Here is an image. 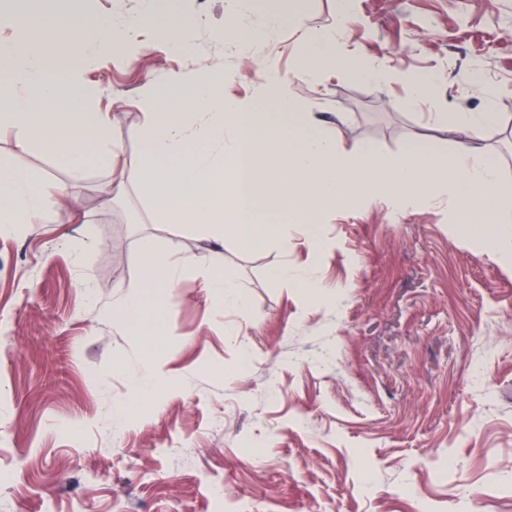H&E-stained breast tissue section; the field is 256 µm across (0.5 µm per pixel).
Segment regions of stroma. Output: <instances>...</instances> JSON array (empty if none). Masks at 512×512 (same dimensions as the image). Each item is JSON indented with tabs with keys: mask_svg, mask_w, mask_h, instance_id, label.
Returning a JSON list of instances; mask_svg holds the SVG:
<instances>
[{
	"mask_svg": "<svg viewBox=\"0 0 512 512\" xmlns=\"http://www.w3.org/2000/svg\"><path fill=\"white\" fill-rule=\"evenodd\" d=\"M47 24L115 13L141 0H59ZM226 0H183L197 18L184 54L137 26L140 52L85 66L102 85L126 190L102 204L105 174L71 179L58 155L21 150L0 128V162L61 185L56 223L0 237V512H512V251L487 226L455 222L447 196L397 214L385 203L330 210L284 239L216 246L183 224H156L137 179L147 117L139 94L179 112L164 73L192 61L225 97L255 100L258 70L224 23ZM347 51L380 64L378 83L341 71L297 77V32H270L260 54L344 150L381 155L424 144L451 151L439 112L475 111L473 67L495 85L500 118L471 141L512 188V0H352ZM432 72L437 94L393 103L409 74ZM172 260L213 250L249 295L225 310L196 270L172 290L155 346L169 389L113 433L147 344L105 309L135 291L140 236ZM93 240L76 257L69 242ZM306 269L298 288L273 278Z\"/></svg>",
	"mask_w": 512,
	"mask_h": 512,
	"instance_id": "35a3bbf8",
	"label": "stroma"
}]
</instances>
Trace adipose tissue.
Here are the masks:
<instances>
[{
	"label": "adipose tissue",
	"mask_w": 512,
	"mask_h": 512,
	"mask_svg": "<svg viewBox=\"0 0 512 512\" xmlns=\"http://www.w3.org/2000/svg\"><path fill=\"white\" fill-rule=\"evenodd\" d=\"M15 0H0V126L19 131L22 148H63L71 178L92 168L111 169L115 155L109 113L99 111L100 84L82 78L78 66L120 51L133 55L125 16L75 20L65 37L41 23L22 24ZM352 14L340 0L336 27L317 42L300 39L296 70L347 71L360 80L380 79L370 61H354L340 45ZM140 23L178 48L194 27L179 0H146ZM240 47L260 46L268 28L302 27V15L271 11L267 28L241 24L227 16ZM166 83L184 93L183 111H154V86L146 84L140 98L148 121L134 135L145 149L137 163L140 188L156 224H184L216 243L234 240L248 249L262 237L279 234L277 218L316 223L324 210L361 202H384L405 210L434 199L444 190L457 222L511 224L512 190L501 187L496 165L475 157L469 144L491 124L492 112L437 115L459 140L454 151L423 146L386 157L370 144L339 150L337 138L324 131L314 113L288 91L267 67L258 85L272 95L284 120L257 107L228 100L215 90L208 75L187 67L171 72ZM66 195L49 180L4 162L0 164V235L24 231L47 222L65 207ZM138 248L144 260L137 291L119 309L123 326L146 339L161 333L160 315L168 304L178 274L158 239L145 236ZM201 272L225 308L247 305L245 291L224 275L219 252L202 257Z\"/></svg>",
	"instance_id": "obj_1"
}]
</instances>
